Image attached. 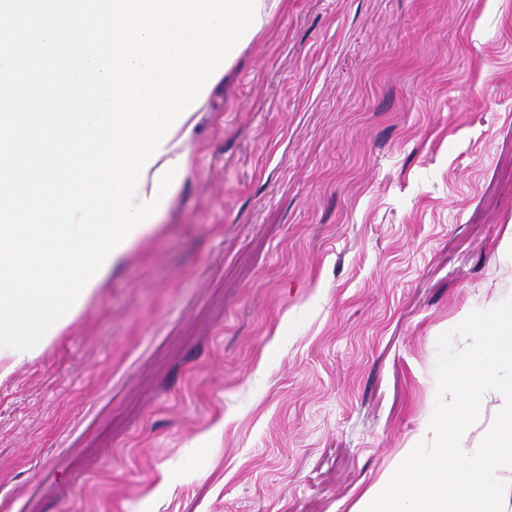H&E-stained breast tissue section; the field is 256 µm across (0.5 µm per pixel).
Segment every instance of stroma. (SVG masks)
<instances>
[{"label": "stroma", "instance_id": "stroma-1", "mask_svg": "<svg viewBox=\"0 0 512 512\" xmlns=\"http://www.w3.org/2000/svg\"><path fill=\"white\" fill-rule=\"evenodd\" d=\"M188 150L0 382V512H349L430 438L439 335L512 295V0H283ZM159 218H157L154 222H151L150 225L146 227H138V230L133 233L132 240L128 243V246L124 247V249L118 251L114 256L111 257L110 262L107 265V269L103 273V275L100 276V279L96 280L95 284L93 286H90V289L88 290V293L85 294L84 301H82L80 308H78L76 314H74L71 317V321L69 323L60 326V328H57L56 332L53 334V336L48 340V342L55 338L56 336L61 335L68 327H70L76 318L79 316V314L84 310V308L87 306V304L99 294L102 288H105L106 284L112 277V272L116 270L122 263H124L127 258L129 257L132 248L143 238V236L156 228L158 224Z\"/></svg>", "mask_w": 512, "mask_h": 512}]
</instances>
